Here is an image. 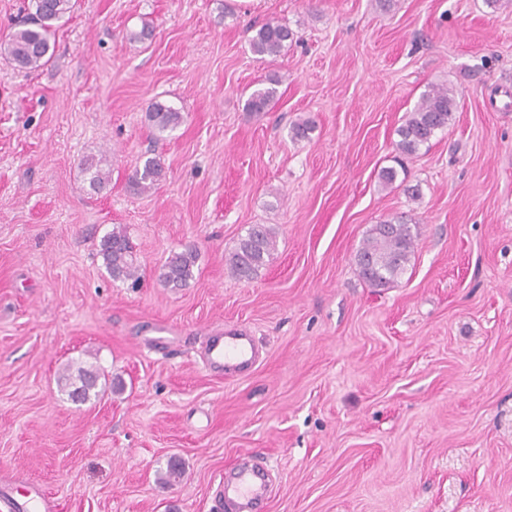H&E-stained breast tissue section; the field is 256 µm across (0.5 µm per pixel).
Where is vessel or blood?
Segmentation results:
<instances>
[{
  "instance_id": "vessel-or-blood-1",
  "label": "vessel or blood",
  "mask_w": 512,
  "mask_h": 512,
  "mask_svg": "<svg viewBox=\"0 0 512 512\" xmlns=\"http://www.w3.org/2000/svg\"><path fill=\"white\" fill-rule=\"evenodd\" d=\"M259 359L260 349L245 330H218L205 338L202 360L211 371L228 377L245 376L255 369ZM264 493L263 474L244 464L224 482V503L231 512H253ZM0 512H58V505L37 486L27 487L19 498L13 487L4 482L0 484Z\"/></svg>"
}]
</instances>
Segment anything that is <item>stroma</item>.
<instances>
[{
  "mask_svg": "<svg viewBox=\"0 0 512 512\" xmlns=\"http://www.w3.org/2000/svg\"><path fill=\"white\" fill-rule=\"evenodd\" d=\"M271 20L294 40L262 59L249 40ZM273 78L267 111H246ZM433 84L456 92L448 129L380 189ZM156 101L183 116L160 137ZM90 156L112 169L98 191ZM149 157L164 178L134 193ZM399 214L419 226L410 266L369 287L355 255ZM119 224L136 285L99 255ZM253 224L277 245L240 280L226 258ZM187 245L194 279L164 286ZM219 324L261 347L249 375L203 366ZM77 360L123 391L68 400ZM247 453L271 471L264 512H512V5L76 0L44 67L0 54V481L59 512H217ZM197 261L195 247L186 246L181 251H172L160 267L158 278L167 286H183L193 278Z\"/></svg>",
  "mask_w": 512,
  "mask_h": 512,
  "instance_id": "stroma-1",
  "label": "stroma"
}]
</instances>
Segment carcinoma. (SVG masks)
Returning a JSON list of instances; mask_svg holds the SVG:
<instances>
[{
    "label": "carcinoma",
    "mask_w": 512,
    "mask_h": 512,
    "mask_svg": "<svg viewBox=\"0 0 512 512\" xmlns=\"http://www.w3.org/2000/svg\"><path fill=\"white\" fill-rule=\"evenodd\" d=\"M73 0H29V13L0 39V51L7 54L20 70L32 71L45 66L51 58V40L58 24L68 16ZM293 32L287 25L278 22L262 24L251 37L249 45L258 56H278ZM269 88L253 91L247 99L249 112H264L273 99L276 89L270 80ZM456 108L454 91L447 86L432 85L423 93L420 103L406 116L397 130L399 154L412 156L427 145L437 132L448 128ZM151 127L164 133L176 128L182 114L160 102L151 104L148 110ZM105 159L90 157L84 161L83 169L89 174V185L100 190L112 182V171L104 168ZM163 177L160 160L148 158L134 170L129 178L131 189L144 193L155 188ZM418 228L403 217H388L372 225L362 247L355 256L362 279L373 288L393 286L406 270ZM275 232L266 224L251 225L227 258L230 273L238 279L250 280L265 265L275 248ZM99 254L104 267L115 280L137 278L138 269L133 258V247L124 227L118 225L104 237ZM198 261L196 248L187 246L169 253L159 269V280L167 286L180 287L194 276ZM104 373L93 363H81L77 367L67 366L58 376L60 390L76 404H85L99 395L98 387Z\"/></svg>",
    "instance_id": "1"
}]
</instances>
